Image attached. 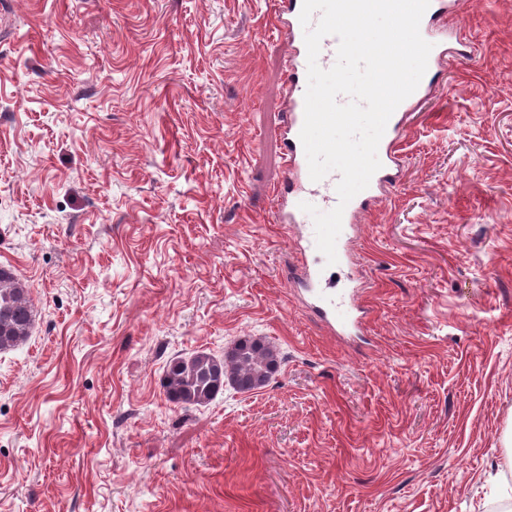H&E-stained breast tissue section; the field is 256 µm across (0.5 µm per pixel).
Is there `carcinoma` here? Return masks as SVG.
<instances>
[{
	"label": "carcinoma",
	"instance_id": "1",
	"mask_svg": "<svg viewBox=\"0 0 512 512\" xmlns=\"http://www.w3.org/2000/svg\"><path fill=\"white\" fill-rule=\"evenodd\" d=\"M35 317L29 288L12 271L1 267L0 352L27 340ZM280 364V353L273 345L248 337L236 341L222 356L201 350L170 360L164 392L173 403L204 406L228 383L244 393L266 386Z\"/></svg>",
	"mask_w": 512,
	"mask_h": 512
}]
</instances>
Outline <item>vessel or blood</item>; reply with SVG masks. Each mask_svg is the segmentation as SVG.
I'll return each instance as SVG.
<instances>
[{"label": "vessel or blood", "instance_id": "vessel-or-blood-1", "mask_svg": "<svg viewBox=\"0 0 512 512\" xmlns=\"http://www.w3.org/2000/svg\"><path fill=\"white\" fill-rule=\"evenodd\" d=\"M303 0H274V31L290 47L284 69L287 106L281 119V163L283 177L275 190L274 221L281 226L306 224L308 213L300 205L311 196H321L326 209H334L338 202L336 185L338 172H330L320 181H312L300 131L304 123V95L307 88V50L304 28L299 16ZM448 16L446 0H431L420 23L422 37L432 44L425 75L413 94L406 98L390 117L378 146L380 169L372 176L369 186L357 194L345 207L342 216L343 230L353 229L358 216L373 207L392 191L400 181L403 159L398 143L407 130L408 114L432 94L434 77L446 68L454 53L448 47ZM301 257L299 265L288 272L290 282L303 289L311 299L312 313L331 331L349 336L361 331L370 314L367 306L351 299L346 309H339L335 301L324 297L328 283L324 255L316 246L315 237H305L296 244Z\"/></svg>", "mask_w": 512, "mask_h": 512}]
</instances>
